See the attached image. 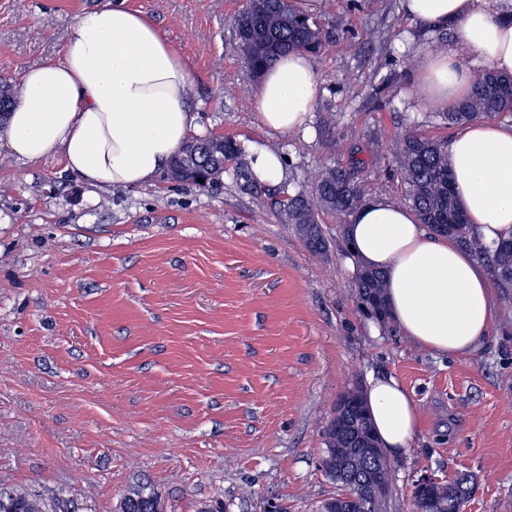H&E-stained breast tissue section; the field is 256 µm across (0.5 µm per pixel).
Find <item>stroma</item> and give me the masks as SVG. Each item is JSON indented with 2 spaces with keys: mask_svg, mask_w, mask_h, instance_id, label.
I'll return each mask as SVG.
<instances>
[{
  "mask_svg": "<svg viewBox=\"0 0 512 512\" xmlns=\"http://www.w3.org/2000/svg\"><path fill=\"white\" fill-rule=\"evenodd\" d=\"M123 4L155 23L192 75L201 136L259 141L286 159L288 192L349 143L380 159L369 197L401 201L386 150L414 126L447 138L418 98L422 56L457 49L453 29L406 15L402 0H314L329 38L311 62L309 134L265 128L258 85L228 19L244 0H0V80L58 57L83 13ZM332 126H325V115ZM233 169L199 186L165 175L121 193L29 163L0 139V485L50 512H116L151 481L166 512H263L268 497L313 512L333 486L318 467L337 397L367 374L398 377L422 426L399 457L391 512H410L424 472L469 476L463 512H512V300L466 359L436 356L359 309L342 228L308 250Z\"/></svg>",
  "mask_w": 512,
  "mask_h": 512,
  "instance_id": "35a3bbf8",
  "label": "stroma"
}]
</instances>
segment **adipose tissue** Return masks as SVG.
Masks as SVG:
<instances>
[{
	"instance_id": "ef3b65f1",
	"label": "adipose tissue",
	"mask_w": 512,
	"mask_h": 512,
	"mask_svg": "<svg viewBox=\"0 0 512 512\" xmlns=\"http://www.w3.org/2000/svg\"><path fill=\"white\" fill-rule=\"evenodd\" d=\"M403 8L425 23L455 25L461 45L512 73V0H403ZM419 76L438 107L463 97L473 79L451 53L424 57ZM21 85L4 133L10 152L26 161L61 155L66 171L99 188L150 181L197 129L187 109V64L135 11L82 15L61 59L24 70ZM318 91L308 55L281 58L255 96L261 123L282 134L306 130ZM248 152L257 183L283 182L281 155L256 141ZM448 155L470 233L494 249L512 237V126L464 125L449 139ZM345 235L358 264L385 272L391 319L411 343L460 358L489 336L497 318L489 274L456 240L430 235L413 210L384 196L359 208ZM365 403L382 448L399 453L412 445L421 418L401 380L370 376Z\"/></svg>"
}]
</instances>
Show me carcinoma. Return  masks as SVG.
I'll return each instance as SVG.
<instances>
[{"label":"carcinoma","mask_w":512,"mask_h":512,"mask_svg":"<svg viewBox=\"0 0 512 512\" xmlns=\"http://www.w3.org/2000/svg\"><path fill=\"white\" fill-rule=\"evenodd\" d=\"M236 31L238 46L251 76L258 80L264 71L279 58L294 54L318 55L327 41L324 25L297 10L292 0H246L245 5L231 18ZM512 112V74L488 69L472 82L469 93L456 105L442 113L450 125L494 119ZM198 155L178 158L186 167L183 182L216 181L224 174L227 165H235L237 179L248 187L255 186L251 171L239 160L240 149L231 137L211 135L195 137ZM364 148L353 144L347 147L346 165H325L311 182L310 188L285 195L274 201V207L285 224L297 227L310 225L316 229L318 242L307 248L323 254L327 241L319 226V215L324 213L346 221L366 201L367 182L364 179L365 159L360 157ZM393 172L404 189L403 200L408 203L422 224L435 233L444 224H453L452 236L470 242L479 253H487L483 245L469 236L468 224L456 223L464 210L453 191L452 163L448 157V140L430 136L418 129H406L398 134L390 149ZM495 284L505 297L512 296V247H497L489 255ZM355 288L360 304H370L385 322L384 274L379 270L362 269L357 272ZM324 449L319 468L324 476L338 488L339 496H357L359 479L372 466L382 472L384 486L392 487L398 463L387 458L379 464L364 458L349 447L347 442L336 439V434L325 428ZM345 460L349 476L336 478V468L331 462L336 454ZM435 491L448 500L449 512H461L472 489L460 487V480L438 479ZM8 512H47L43 498L20 486L0 488V501ZM117 512H164V502L154 488L137 482L120 498Z\"/></svg>","instance_id":"obj_1"}]
</instances>
